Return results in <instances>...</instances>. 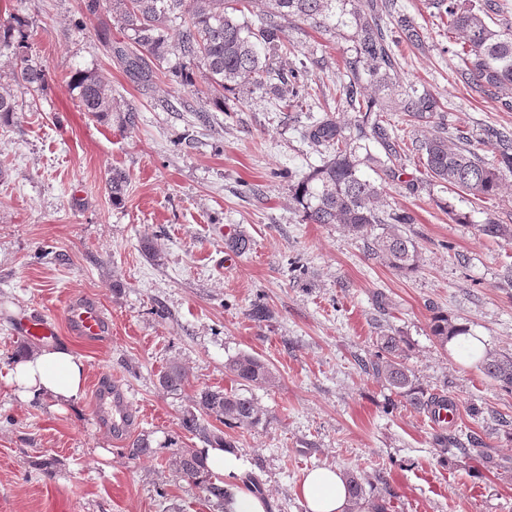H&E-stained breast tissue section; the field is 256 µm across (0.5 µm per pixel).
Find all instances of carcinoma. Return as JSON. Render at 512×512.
Instances as JSON below:
<instances>
[{"label": "carcinoma", "instance_id": "obj_1", "mask_svg": "<svg viewBox=\"0 0 512 512\" xmlns=\"http://www.w3.org/2000/svg\"><path fill=\"white\" fill-rule=\"evenodd\" d=\"M270 6L258 22L245 16L246 0H108L112 18L120 23L130 46L113 49L115 58L128 77L145 86L155 70L170 54L203 67L202 78L210 90L220 96L226 91L274 89L279 107L289 111L307 106L324 95L318 84L303 80L307 65L299 57L298 47L284 41V23H309L327 33L343 32L354 46V54L345 62L336 82V94L343 107L360 115L355 132L333 119L314 120L306 127L304 138L324 148L320 166L294 186L293 199L309 224H340L349 233L366 241L368 249L389 267L402 274L416 271L418 245L401 229L414 223L406 211L384 209L382 193L386 185L400 179L401 169L393 164L403 151L404 137L383 118L376 94L395 93V110L408 121L436 120L435 130L424 136L418 151L424 159L426 176L446 188L466 191L479 198L499 192L506 176L512 173V133L493 130L498 158L492 162L471 147L463 132L451 138L444 107L428 92L402 88L401 64L392 50L383 26V14L393 6L391 0H269ZM448 17V52L464 64L460 78L476 90L512 87V25L488 22V15L473 5V0H433ZM397 24L407 42L421 44L419 29L406 15ZM27 21L17 14L0 26V45L12 50L15 65L13 81L34 96L48 83V71L28 53ZM370 77L374 92L363 91V76ZM78 91L80 107L98 118L116 111L112 89L98 76L77 71L70 77ZM380 145L387 161L379 163L378 179L361 173V165L371 156L361 157L365 143ZM128 178L112 170L108 185L112 201L125 195ZM482 235L499 238L512 236V229L489 218L480 225ZM466 334V329L444 315L433 317L431 335L440 346L448 339ZM406 347L399 336L380 337L378 354L371 363L373 375L384 380L410 405L423 409L435 405L426 399L405 365ZM480 370L500 386L512 389V353L486 348L470 351ZM226 369L247 384L267 383L272 378L269 366L259 357L241 354L226 364ZM187 382L183 367L170 364L159 377L160 387L170 394L180 393ZM234 428L255 427L266 421V413L249 397L233 390L204 388L193 406L184 411L180 429L211 448H232L224 431L214 422ZM134 460L155 456L151 434H139L127 449ZM172 465L181 478L198 486L205 499L225 512L224 479L210 473L201 451L179 448ZM350 499L349 512H387L382 499L367 496L365 477L345 474Z\"/></svg>", "mask_w": 512, "mask_h": 512}]
</instances>
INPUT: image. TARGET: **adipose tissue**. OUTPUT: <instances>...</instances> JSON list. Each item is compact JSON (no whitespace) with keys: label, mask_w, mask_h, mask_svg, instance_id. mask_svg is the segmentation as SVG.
Here are the masks:
<instances>
[{"label":"adipose tissue","mask_w":512,"mask_h":512,"mask_svg":"<svg viewBox=\"0 0 512 512\" xmlns=\"http://www.w3.org/2000/svg\"><path fill=\"white\" fill-rule=\"evenodd\" d=\"M85 373L83 357L62 346L44 345L15 358L8 383L20 401L48 402L58 408L80 398ZM204 454L211 472L224 478L226 512H267L266 498L241 481L247 463L237 449L208 448ZM299 495L307 512H347L349 507L345 478L336 469L307 471L300 481Z\"/></svg>","instance_id":"adipose-tissue-1"}]
</instances>
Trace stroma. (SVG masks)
<instances>
[{
    "label": "stroma",
    "mask_w": 512,
    "mask_h": 512,
    "mask_svg": "<svg viewBox=\"0 0 512 512\" xmlns=\"http://www.w3.org/2000/svg\"><path fill=\"white\" fill-rule=\"evenodd\" d=\"M87 0H0L29 24V53L46 66L49 86L31 97L12 79L14 58L0 50V88L21 108L0 122V512H45L56 493L70 512H216L171 466L175 449L199 447L179 420L196 393L220 387L251 397L267 415L255 428L230 429L248 461L244 480L269 499V512H306L296 487L315 467L384 474L389 512H512V390L486 377L461 347L430 333L443 313L492 350L512 353V237L478 231L486 218L512 226V176L480 201L427 178L417 125L398 161L405 180L389 184L390 208L413 214L405 225L418 244L414 273L371 255L338 224H309L291 187L324 154L303 138L309 117L337 116L335 85L352 43L313 25L286 29L305 54L307 77L327 93L313 113L280 111L267 90L229 92L207 105V85L187 86L157 70L140 87L111 52L127 42L107 5ZM384 19L404 84L449 105V128L463 129L492 157L485 130L512 128V91L476 92L459 81L447 51L448 20L426 0H397ZM414 18L422 47L401 41L396 13ZM96 71L118 103L136 110L103 119L80 108L70 77ZM207 109L208 121L198 110ZM128 177L113 203L112 168ZM468 221H453V213ZM248 240L238 252L235 239ZM154 251L146 253L144 241ZM100 302L112 335L93 344L59 327L57 345L84 357V391L50 409L13 396L14 357L35 347L20 319H61L68 300ZM270 316L254 321V305ZM405 340V363L432 397L459 403L448 431L365 373L381 334ZM270 367L265 384H244L225 369L240 354ZM187 373L183 391L163 392L170 363ZM127 392L136 431L153 434L151 461H133L94 406L99 380ZM463 450L447 451L449 435Z\"/></svg>",
    "instance_id": "stroma-1"
}]
</instances>
